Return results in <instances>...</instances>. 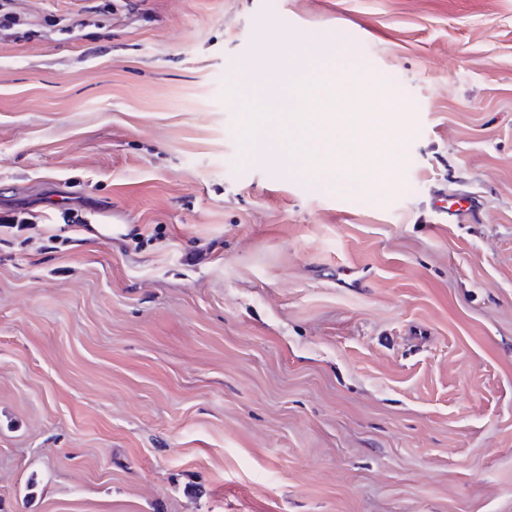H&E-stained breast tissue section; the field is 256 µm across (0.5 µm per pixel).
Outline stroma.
I'll return each mask as SVG.
<instances>
[{
  "instance_id": "obj_1",
  "label": "stroma",
  "mask_w": 512,
  "mask_h": 512,
  "mask_svg": "<svg viewBox=\"0 0 512 512\" xmlns=\"http://www.w3.org/2000/svg\"><path fill=\"white\" fill-rule=\"evenodd\" d=\"M4 10L0 512H512V0ZM328 30L369 191L241 135Z\"/></svg>"
}]
</instances>
